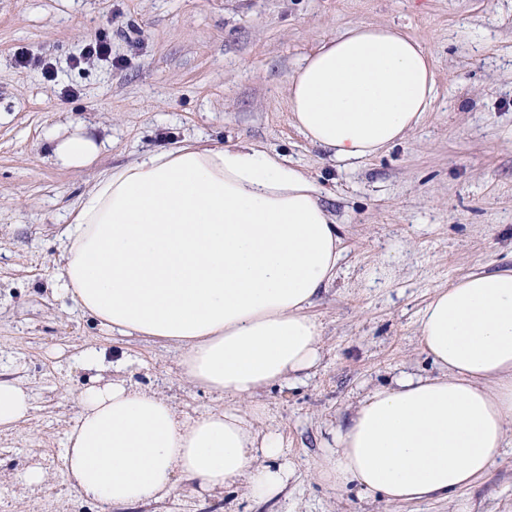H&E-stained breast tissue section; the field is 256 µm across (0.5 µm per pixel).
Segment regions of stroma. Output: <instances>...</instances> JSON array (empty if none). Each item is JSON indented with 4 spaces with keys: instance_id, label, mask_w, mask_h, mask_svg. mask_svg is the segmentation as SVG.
<instances>
[{
    "instance_id": "stroma-1",
    "label": "stroma",
    "mask_w": 512,
    "mask_h": 512,
    "mask_svg": "<svg viewBox=\"0 0 512 512\" xmlns=\"http://www.w3.org/2000/svg\"><path fill=\"white\" fill-rule=\"evenodd\" d=\"M351 22L396 25L433 62L436 97L400 144L342 169L289 122V76L322 37ZM110 59L79 66L87 41ZM57 69L55 81L42 71ZM76 132L105 147L62 167L51 141ZM191 140L250 142L288 157L322 190L344 256L311 307L321 360L309 377L261 395L295 475L277 499L239 482L126 512H512V447L452 500L388 503L319 477L332 433L371 390L437 368L418 344L435 288L512 267V0H0V380L22 383L27 417L0 431V512H101L62 467L79 395L94 372L74 363L95 343L128 357L146 390L190 413L215 401L184 380L178 351L112 335L59 288L62 233L112 167ZM46 480L20 482L29 467Z\"/></svg>"
}]
</instances>
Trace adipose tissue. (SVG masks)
I'll return each instance as SVG.
<instances>
[{
  "mask_svg": "<svg viewBox=\"0 0 512 512\" xmlns=\"http://www.w3.org/2000/svg\"><path fill=\"white\" fill-rule=\"evenodd\" d=\"M429 54L395 26L354 23L324 38L288 80V112L312 145L351 168L403 141L435 96ZM101 151L86 134L54 140L65 167ZM60 282L118 336L181 352L183 376L223 406L187 416L124 374L102 377L104 348L77 361L98 371L79 396L63 467L102 512L241 481L258 500L294 476L279 432L258 430L260 391L289 386L321 358L310 308L344 249L315 181L254 144L195 143L112 168L80 198L64 231ZM438 375L400 373L370 391L321 466L335 486L389 502L448 500L483 478L512 440V269L474 272L434 291L419 316ZM248 401V410L239 401Z\"/></svg>",
  "mask_w": 512,
  "mask_h": 512,
  "instance_id": "1",
  "label": "adipose tissue"
}]
</instances>
